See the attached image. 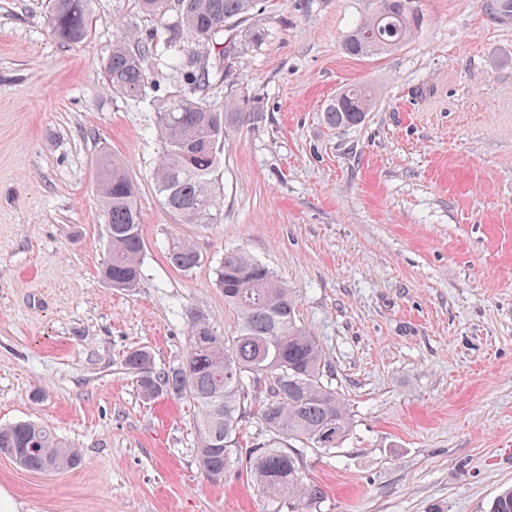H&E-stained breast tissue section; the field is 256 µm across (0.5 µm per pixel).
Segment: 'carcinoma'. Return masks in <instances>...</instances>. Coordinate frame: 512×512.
Masks as SVG:
<instances>
[{
	"instance_id": "carcinoma-1",
	"label": "carcinoma",
	"mask_w": 512,
	"mask_h": 512,
	"mask_svg": "<svg viewBox=\"0 0 512 512\" xmlns=\"http://www.w3.org/2000/svg\"><path fill=\"white\" fill-rule=\"evenodd\" d=\"M92 0H47L51 34L78 45L90 33ZM142 14L162 18L174 13L163 41L153 37L112 44L103 78L105 87L124 97L145 98L155 82L143 67L153 58L181 78L178 94L158 101L156 133L162 152L155 168V189L162 204L186 224H216L223 214L213 174L225 133L256 111L250 99L207 97L215 81L228 77L227 62L249 44L262 40L252 28L240 41L233 27L250 19L258 0H138ZM499 22L512 20V0H487ZM416 0H378L377 10L362 19L344 39L353 56L393 49L420 27ZM373 105L364 86L336 96L327 122L357 125ZM100 215L107 229L109 257L102 277L128 291L141 281L144 241L137 206L138 185L125 163L104 153L98 161ZM171 264L189 272L200 264L197 250L178 240L169 251ZM216 286L236 316L224 336L203 313L187 316V348L182 363L155 371L151 353L135 349L124 365L136 377L143 396H172L196 409L197 463L211 482H221L234 464L249 470L271 505L291 512L317 503L321 491L306 481V456L329 454L350 435L352 419L345 399L328 382L330 366L316 336L300 319L296 289L265 263L238 249L224 253ZM256 419L257 437L241 446L243 419ZM0 455L36 472H61L80 463L78 451L51 428L34 421L0 426Z\"/></svg>"
}]
</instances>
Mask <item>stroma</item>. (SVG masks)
I'll use <instances>...</instances> for the list:
<instances>
[{"instance_id": "35a3bbf8", "label": "stroma", "mask_w": 512, "mask_h": 512, "mask_svg": "<svg viewBox=\"0 0 512 512\" xmlns=\"http://www.w3.org/2000/svg\"><path fill=\"white\" fill-rule=\"evenodd\" d=\"M417 2L410 42L353 56L344 37L377 0H259L264 40L210 90L257 105L214 173L223 219L185 224L155 192L152 100L103 84L116 36L162 38L165 20L92 0L68 46L45 0H0V426L40 422L81 454L58 474L0 456L19 512H267L245 469L203 476L192 403L144 399L124 367L143 346L156 369L181 363L191 310L232 332L215 279L239 248L298 290L353 418L307 457L311 512H489L512 487V23L486 0ZM359 84L364 122L330 126ZM104 150L139 187L131 292L100 277ZM176 238L201 256L191 272L169 261ZM373 105V95L364 86H352L336 96L327 112V122L336 127L357 125L362 122Z\"/></svg>"}]
</instances>
